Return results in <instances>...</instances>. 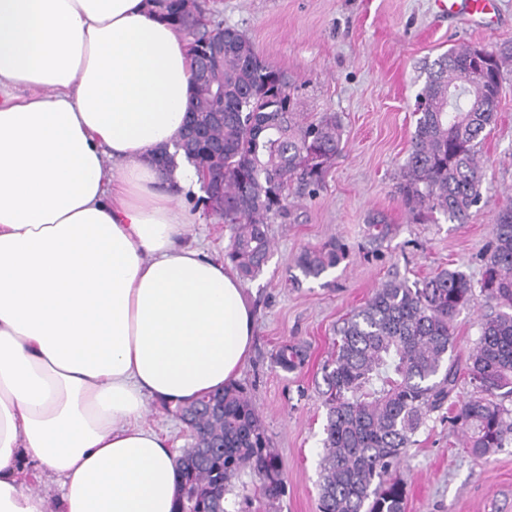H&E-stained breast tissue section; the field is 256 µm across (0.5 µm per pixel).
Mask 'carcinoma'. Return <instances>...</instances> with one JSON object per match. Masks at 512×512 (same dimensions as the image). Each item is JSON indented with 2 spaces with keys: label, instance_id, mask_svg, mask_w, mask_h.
<instances>
[{
  "label": "carcinoma",
  "instance_id": "1",
  "mask_svg": "<svg viewBox=\"0 0 512 512\" xmlns=\"http://www.w3.org/2000/svg\"><path fill=\"white\" fill-rule=\"evenodd\" d=\"M156 7L200 48L224 39V58L195 87L193 119L207 126V138L192 159L222 173L230 230L224 261L253 279L269 257L267 224L288 216L292 183L302 190L319 185L341 152L340 121L334 112L300 121L288 78L243 32L187 27L189 13L200 14L196 0H156ZM509 61L512 40L492 49L461 44L431 64L416 95V126L399 185L413 220L439 212L463 224L480 202V144L496 123ZM491 234L480 288L494 310L481 318L466 363L478 395L451 417L463 447L476 456L496 452L512 434L509 410L497 402L512 396V202L497 212ZM342 258L341 245L331 241L299 251L294 267L306 279H319ZM473 290L457 270L442 269L412 286L394 278L337 328L336 357L322 368L318 512H405V488L389 475L456 385L458 369L448 357L452 323ZM304 359L305 349L294 342L273 355L286 373ZM181 412L195 420L201 436L197 454L180 458L182 484L200 495L198 512H243V501L231 498L233 480L243 473L258 480L264 498L282 495L280 462L244 386L231 383Z\"/></svg>",
  "mask_w": 512,
  "mask_h": 512
}]
</instances>
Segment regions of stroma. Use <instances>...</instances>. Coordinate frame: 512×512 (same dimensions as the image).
Here are the masks:
<instances>
[{"label": "stroma", "mask_w": 512, "mask_h": 512, "mask_svg": "<svg viewBox=\"0 0 512 512\" xmlns=\"http://www.w3.org/2000/svg\"><path fill=\"white\" fill-rule=\"evenodd\" d=\"M498 2L496 21L473 28L450 19L445 0H199L215 22L243 31L260 56L288 76L304 121L333 112L342 124L341 153L315 194L291 190L288 220L269 226L268 262L246 283L256 331L239 382L265 423L285 480L284 494L270 502L256 496L250 476H242L234 492L252 496L250 512H317L322 368L335 354V330L350 311L395 277L414 283L456 269L473 283L483 278L495 214L512 196V74L481 146V200L467 223L440 213L413 221L398 186L428 65L455 45L491 48L512 40V0ZM201 194L194 188L180 198L195 217L188 235L220 259L230 232L198 205ZM376 215L392 226L380 243L371 242L368 231ZM331 240L345 246L340 264L320 279L291 283L295 255ZM489 310L478 293L456 314L451 358L458 366H465ZM287 340L307 350L303 365L288 373L273 364ZM474 394L467 375H459L445 405L407 448L394 473L406 490L405 512H512V439L476 457L463 449L449 421L458 402ZM144 422L166 435L174 451L192 442L178 415L157 404L148 405Z\"/></svg>", "instance_id": "1"}]
</instances>
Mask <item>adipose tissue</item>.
Listing matches in <instances>:
<instances>
[{"label":"adipose tissue","mask_w":512,"mask_h":512,"mask_svg":"<svg viewBox=\"0 0 512 512\" xmlns=\"http://www.w3.org/2000/svg\"><path fill=\"white\" fill-rule=\"evenodd\" d=\"M189 41L149 0H0V512H175L143 422L234 382L255 318L187 242L166 173L194 103Z\"/></svg>","instance_id":"ef3b65f1"}]
</instances>
